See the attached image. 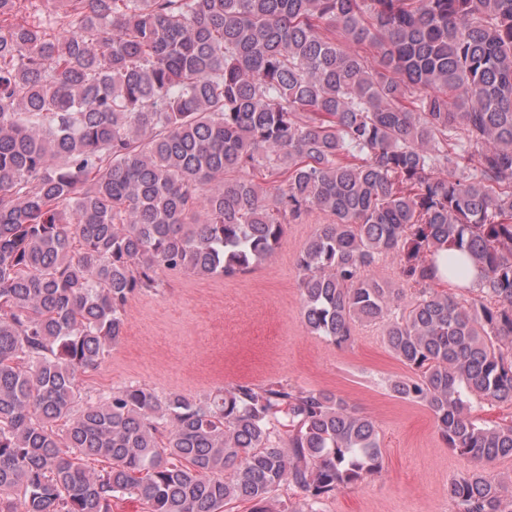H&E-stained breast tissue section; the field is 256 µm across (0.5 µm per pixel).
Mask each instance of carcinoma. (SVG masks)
<instances>
[{
  "instance_id": "carcinoma-1",
  "label": "carcinoma",
  "mask_w": 512,
  "mask_h": 512,
  "mask_svg": "<svg viewBox=\"0 0 512 512\" xmlns=\"http://www.w3.org/2000/svg\"><path fill=\"white\" fill-rule=\"evenodd\" d=\"M314 211L306 329L381 324L390 391L481 466L456 512H512L482 470L512 422L472 415L512 404V0H0V512H321L380 473L330 391L82 396L136 293L244 274ZM447 249L479 295L433 288Z\"/></svg>"
}]
</instances>
